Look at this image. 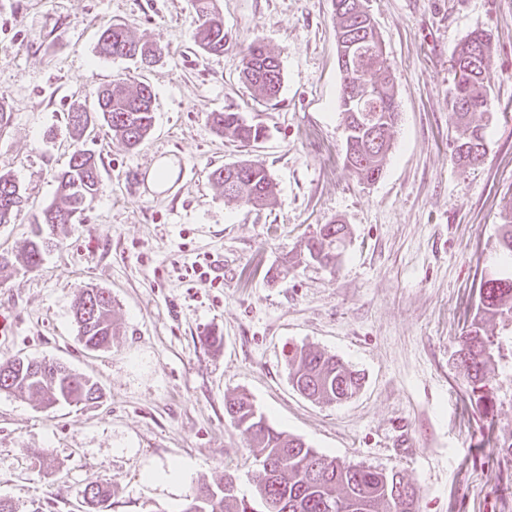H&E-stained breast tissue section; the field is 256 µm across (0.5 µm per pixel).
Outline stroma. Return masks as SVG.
<instances>
[{
    "label": "stroma",
    "mask_w": 512,
    "mask_h": 512,
    "mask_svg": "<svg viewBox=\"0 0 512 512\" xmlns=\"http://www.w3.org/2000/svg\"><path fill=\"white\" fill-rule=\"evenodd\" d=\"M385 43L401 113L381 177L344 165L332 0H216L231 37L223 53L197 48L193 0H0V175L25 206L0 224V254L32 238L33 213L54 199L75 149L94 154L102 190L32 271L0 268V361L55 360L90 376L99 403L46 409L0 393V498L16 512H87V482L112 485L109 512H180L187 495L223 472L254 494L249 443L224 410L247 394L277 430L318 452L394 469L420 512H512V354L489 373L484 412L453 359L495 270L504 202L512 198V0H367ZM127 25L162 57L147 68L100 56V29ZM476 29L493 38L488 152L480 166L452 159L455 117L448 64ZM262 41L283 64L276 99L240 74ZM150 87L155 124L128 151L93 122L81 137L69 112L93 110L114 78ZM263 125L244 145L218 135L210 113ZM168 158L173 178L148 179ZM262 163L276 183L262 208L224 198L211 172ZM345 224L335 268L292 264L320 225ZM211 281L191 283L193 261ZM83 288L112 294L119 332L85 350L73 318ZM220 337L217 345L209 337ZM312 347L360 373L347 401L323 406L289 380L288 356ZM183 483L146 482L172 460Z\"/></svg>",
    "instance_id": "stroma-1"
}]
</instances>
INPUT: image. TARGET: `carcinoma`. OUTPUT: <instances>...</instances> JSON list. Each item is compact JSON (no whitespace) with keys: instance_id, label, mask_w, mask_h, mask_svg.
I'll return each instance as SVG.
<instances>
[{"instance_id":"1","label":"carcinoma","mask_w":512,"mask_h":512,"mask_svg":"<svg viewBox=\"0 0 512 512\" xmlns=\"http://www.w3.org/2000/svg\"><path fill=\"white\" fill-rule=\"evenodd\" d=\"M202 23L193 33L194 44L205 52H222L229 42L224 21L215 14L214 0H194ZM358 0H333L336 44H352L348 62L339 66V107L344 118V163L360 181L374 182L383 173L392 147V135L400 112L381 39L374 20L356 11ZM99 45L103 54L133 59L141 64L159 60L162 50L137 40L123 24L102 28ZM491 35L474 30L456 47L449 65L448 105L456 115L459 134L450 143L451 155L464 168L479 165L487 153L486 125L475 114L489 113ZM242 79L260 96L272 100L279 94L282 65L278 55L259 41L242 57ZM102 120L112 130V139L126 150L143 145L154 124L153 95L149 86L130 87L118 78L96 93L95 113L77 110L69 114V125L80 133L92 121ZM212 128L219 134L249 145L265 137V129L248 122L238 112H213ZM212 181L224 196L247 206L263 207L274 196V183L266 168L248 160L214 169ZM101 190L97 159L74 151L68 168L57 176L54 202L33 217L37 231L23 253L14 259L0 258V266L18 264L32 270L39 266L53 240L44 229L73 224ZM22 194L14 179L0 175V224H8L22 207ZM342 224H325L310 237L303 259L325 267H336V234ZM496 251L503 271L479 284L478 302L466 327L457 361L466 365V377L475 403L492 401L487 369L500 354L502 338L484 330L488 321L512 322V201L502 210ZM79 339L87 350H101L117 335L112 319V294L102 288L79 291L73 311ZM289 379L304 397L324 404L351 398L360 386L359 375L334 355L300 347L288 359ZM0 392L39 398L46 408L58 404H95L103 398L102 388L91 377L71 370L58 361L23 358L0 363ZM224 407L233 423L246 433L259 462L255 494L263 512H418V497L403 494L409 486L400 472L342 461L323 455L303 439L272 427L248 397L225 398ZM89 512H107L109 485L90 481L81 490ZM180 512H254L239 495L233 475L215 483H203L187 496Z\"/></svg>"}]
</instances>
